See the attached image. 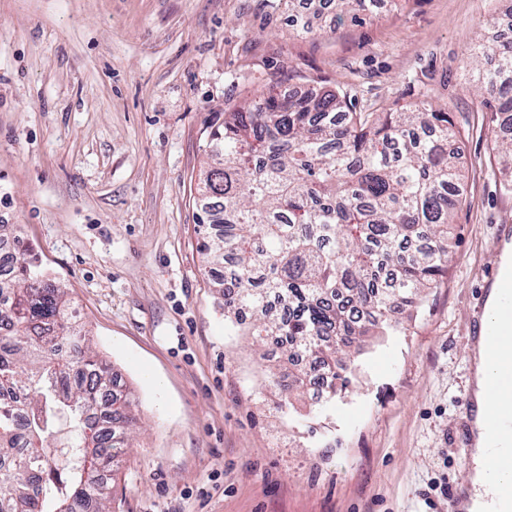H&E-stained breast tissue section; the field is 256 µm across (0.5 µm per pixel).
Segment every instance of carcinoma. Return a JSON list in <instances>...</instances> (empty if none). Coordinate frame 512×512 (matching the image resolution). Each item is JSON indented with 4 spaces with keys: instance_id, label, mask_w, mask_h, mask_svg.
<instances>
[{
    "instance_id": "1",
    "label": "carcinoma",
    "mask_w": 512,
    "mask_h": 512,
    "mask_svg": "<svg viewBox=\"0 0 512 512\" xmlns=\"http://www.w3.org/2000/svg\"><path fill=\"white\" fill-rule=\"evenodd\" d=\"M494 59L481 67L480 56ZM477 85L501 117L495 141L512 164V41L482 47ZM448 112L428 101L353 112L332 91L267 93L215 118L213 162L199 187L200 252L224 265L225 313L247 311V335L305 360L271 371L280 408L324 372L319 398L352 383L343 348L412 314L448 274L461 170ZM0 512H112L117 457L138 398L77 324L68 288L30 244L0 257Z\"/></svg>"
}]
</instances>
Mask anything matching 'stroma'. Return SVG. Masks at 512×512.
Returning a JSON list of instances; mask_svg holds the SVG:
<instances>
[{"instance_id":"35a3bbf8","label":"stroma","mask_w":512,"mask_h":512,"mask_svg":"<svg viewBox=\"0 0 512 512\" xmlns=\"http://www.w3.org/2000/svg\"><path fill=\"white\" fill-rule=\"evenodd\" d=\"M512 0H0V224L69 289L139 396L116 512H452L473 471L469 326L512 226L472 90L474 47ZM346 94L354 111L447 105L462 198L453 261L400 329L366 340L344 397L289 418L266 376L288 361L224 323L199 252L213 117L266 93Z\"/></svg>"}]
</instances>
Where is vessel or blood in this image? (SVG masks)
Masks as SVG:
<instances>
[{
  "instance_id": "obj_1",
  "label": "vessel or blood",
  "mask_w": 512,
  "mask_h": 512,
  "mask_svg": "<svg viewBox=\"0 0 512 512\" xmlns=\"http://www.w3.org/2000/svg\"><path fill=\"white\" fill-rule=\"evenodd\" d=\"M500 305L473 328L488 342L487 357L495 371L496 406L502 426L512 425V264L495 261L489 273Z\"/></svg>"
}]
</instances>
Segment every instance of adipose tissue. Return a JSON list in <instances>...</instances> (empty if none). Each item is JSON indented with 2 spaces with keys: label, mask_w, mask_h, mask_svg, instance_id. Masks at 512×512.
Masks as SVG:
<instances>
[{
  "label": "adipose tissue",
  "mask_w": 512,
  "mask_h": 512,
  "mask_svg": "<svg viewBox=\"0 0 512 512\" xmlns=\"http://www.w3.org/2000/svg\"><path fill=\"white\" fill-rule=\"evenodd\" d=\"M473 381L476 405V430L474 461L475 468L470 477L471 492L468 507L475 512L484 499L512 489V471L500 470L497 466L498 451L487 444V435L495 426L497 418L493 408V371L485 359L483 345H476L473 353Z\"/></svg>",
  "instance_id": "adipose-tissue-1"
}]
</instances>
